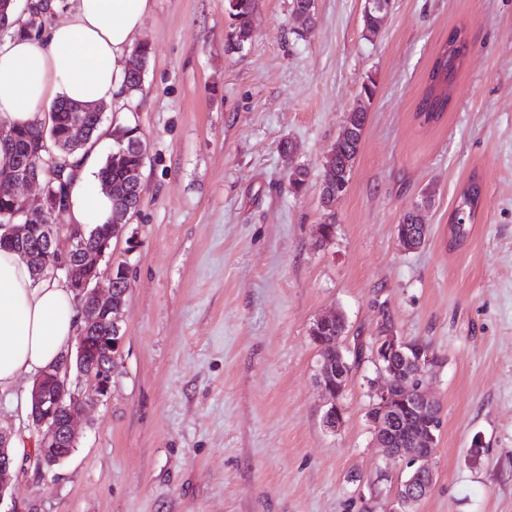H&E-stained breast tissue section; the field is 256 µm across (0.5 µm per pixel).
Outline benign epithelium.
<instances>
[{
	"instance_id": "7a95c632",
	"label": "benign epithelium",
	"mask_w": 512,
	"mask_h": 512,
	"mask_svg": "<svg viewBox=\"0 0 512 512\" xmlns=\"http://www.w3.org/2000/svg\"><path fill=\"white\" fill-rule=\"evenodd\" d=\"M92 138L89 129L77 119L67 129L65 136L55 138L58 154L47 160L50 167L64 173L67 169L65 157L86 145ZM34 159L24 160L7 167V175H0V182L11 186L12 202L7 215L21 216L24 222L11 226L13 241L24 245L32 232V221L57 210L49 186L40 187L33 197L21 194V189L35 183L32 178ZM416 231L398 235L405 250L412 252L425 242L427 226L423 224L419 211H413ZM41 261L38 276L48 271H63L67 287L75 293L81 313V325L75 336V345L67 347L61 363L40 370L30 391L32 411L29 417L38 430V451L34 453L36 469H52L60 465L76 446L75 425L84 415L88 405L106 398L112 387L115 369L112 368V347H121L122 342H112L122 331L120 311L122 296L116 288L114 276H109L108 295L100 290V263L109 244L96 250L87 247L85 231L71 224H39ZM68 243L66 251L58 248L59 238ZM340 323L339 315L332 314L315 320L310 333L316 335L320 347L336 352V364L325 360L319 362V379L327 396L324 421L329 428L338 427L343 420V407L338 403L350 374V365L336 349V339L343 332L329 333V328ZM103 326L106 335L102 355L96 362L88 356V337ZM406 341L399 338L387 321L382 323V336L374 345L373 359L386 384L371 391L369 421L374 427L375 439L389 453L405 461L411 468L407 480L400 483L398 493L389 512H410V509L430 493L434 483V471L428 461L434 454L437 443L436 432L440 415L439 403L428 398L426 377L440 364L441 356L430 350L415 355L405 353ZM402 368L406 377L402 387H395L397 368ZM10 434L0 429V503L15 494L14 476L18 471L9 449Z\"/></svg>"
}]
</instances>
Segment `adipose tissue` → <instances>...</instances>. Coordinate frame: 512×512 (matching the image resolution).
Segmentation results:
<instances>
[{"mask_svg": "<svg viewBox=\"0 0 512 512\" xmlns=\"http://www.w3.org/2000/svg\"><path fill=\"white\" fill-rule=\"evenodd\" d=\"M151 0H77L44 41L17 35L0 44V124L43 121L59 99L129 109L126 74ZM70 223L90 229L110 221L112 200L98 178L96 148L70 155ZM79 321L74 292L35 280L29 265L0 250V392L55 363Z\"/></svg>", "mask_w": 512, "mask_h": 512, "instance_id": "adipose-tissue-1", "label": "adipose tissue"}]
</instances>
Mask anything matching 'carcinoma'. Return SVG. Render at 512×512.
I'll return each instance as SVG.
<instances>
[{"mask_svg":"<svg viewBox=\"0 0 512 512\" xmlns=\"http://www.w3.org/2000/svg\"><path fill=\"white\" fill-rule=\"evenodd\" d=\"M226 13L230 20L228 40L235 48L241 49L249 41L252 31L254 0H226ZM385 14L365 11L362 15L363 32L366 38H374L382 30ZM467 42L457 40L452 35L443 44L427 74L425 89L417 105V118L425 124L438 122L448 111L451 92L462 69L460 58L466 56ZM150 49L146 46L138 48L137 54L131 59V67L127 77L126 91L129 94L138 92L142 87V72L145 71ZM376 84L373 79L362 83L357 106L350 111V122L354 134L334 149V154L322 164L321 183L336 186L349 184L353 168L358 158L368 111L375 95ZM79 117L89 125H96V113L89 110L72 109L55 102L48 112V120L35 124L13 127V141L0 148L8 155L9 164L21 162L35 153L48 158L43 150L44 145H52L51 136L65 133L72 119ZM112 154L107 156L100 169V179L104 183H125L135 177L137 171L143 169L145 143L140 133L121 127L114 130ZM138 191L130 200L112 197V223L127 224L136 213L140 203L142 184H137ZM481 195L480 183L476 180L468 182L460 193L457 204L451 214L449 223L453 224L456 237L465 238L468 234L467 225L474 223Z\"/></svg>","mask_w":512,"mask_h":512,"instance_id":"cac0c4a2","label":"carcinoma"}]
</instances>
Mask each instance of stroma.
<instances>
[{"label":"stroma","instance_id":"35a3bbf8","mask_svg":"<svg viewBox=\"0 0 512 512\" xmlns=\"http://www.w3.org/2000/svg\"><path fill=\"white\" fill-rule=\"evenodd\" d=\"M364 4L315 0L308 32L291 0H255L233 52L224 0H153L130 114L141 205L100 265L128 279L122 357L66 461L19 459L5 512H387L407 469L368 420L386 319L443 357L428 377L435 484L413 512H512V0H391L372 40ZM458 27L466 64L443 118L422 124L425 76ZM369 78L361 151L327 211L322 163ZM473 176L480 207L455 245L448 219ZM413 210L429 237L407 253L395 226ZM331 310L348 325L338 347H364L334 430L309 335ZM32 383L0 393V428L31 442Z\"/></svg>","mask_w":512,"mask_h":512}]
</instances>
